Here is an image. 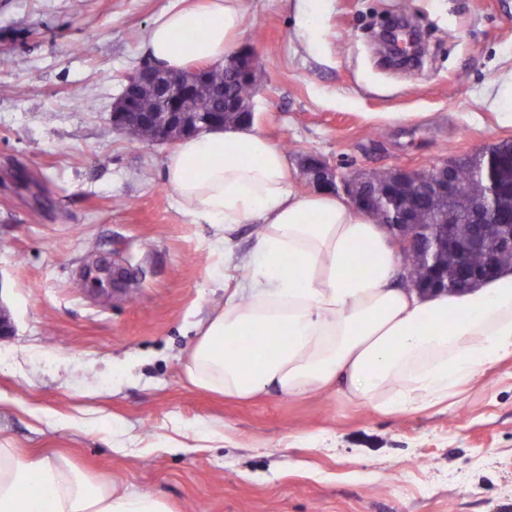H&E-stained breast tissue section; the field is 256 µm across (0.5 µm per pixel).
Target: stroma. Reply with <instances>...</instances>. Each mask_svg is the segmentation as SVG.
I'll use <instances>...</instances> for the list:
<instances>
[{
  "label": "stroma",
  "mask_w": 512,
  "mask_h": 512,
  "mask_svg": "<svg viewBox=\"0 0 512 512\" xmlns=\"http://www.w3.org/2000/svg\"><path fill=\"white\" fill-rule=\"evenodd\" d=\"M169 0H0V440L70 454L175 512H512V358L459 397L382 415L329 391L236 403L180 372L224 303L213 231L164 183L169 144L129 141L112 109ZM260 61L254 123L299 193L314 155L340 173L427 169L512 142L480 104L512 69V0H247ZM405 17L423 65H386L374 34ZM38 223H31V214ZM120 250L139 277L98 294L82 270ZM228 431L167 448L174 429Z\"/></svg>",
  "instance_id": "1"
}]
</instances>
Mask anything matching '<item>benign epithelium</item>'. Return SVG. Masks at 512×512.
<instances>
[{
  "label": "benign epithelium",
  "instance_id": "benign-epithelium-1",
  "mask_svg": "<svg viewBox=\"0 0 512 512\" xmlns=\"http://www.w3.org/2000/svg\"><path fill=\"white\" fill-rule=\"evenodd\" d=\"M376 42L381 44L385 53L382 54L385 62L390 66L404 65L415 51L420 40L419 32L407 21H390L383 26L375 36ZM234 77L251 88L252 93L258 92L257 73L259 62L250 46L240 48L236 55L227 62ZM151 81L158 88L161 95L163 111L152 119L155 131L154 142H173L187 132L198 133L224 126L222 115L207 112L192 114L188 106L194 93V85L190 82L182 83L173 73L154 69L148 65L143 66L139 72L129 80L123 96L117 102L112 113V125L123 129L130 121L145 119V114L137 110V91L139 83ZM223 112H239L246 123L253 121L254 113L251 107V98L237 99L231 95H224ZM468 165L467 159H451L439 166L427 170H413L399 168L392 172L393 179L390 186L378 188L375 186V177L372 175H339L335 169L329 167L324 161L310 157L305 164L309 182L318 188L342 192L354 206L364 210L377 209L381 206L395 207L396 199L393 189L405 183H413L420 187L421 192L431 191L439 194L444 202L445 219L448 224L455 223L457 216L456 189L453 173L460 167ZM499 186L494 185L488 195L469 210L470 222L473 224H500L498 237L490 242L478 234L466 246V249H481L486 252V262L480 269L460 280L456 288L465 289L470 280L476 278H490L498 270L497 258L503 253H512V222L499 220L496 208V197ZM393 240L403 255L409 253L426 254L435 244L428 232L415 224L412 215L407 213L400 216V220L390 225ZM128 275L125 267L114 262L100 261L87 267L83 278L87 286L98 292L116 289Z\"/></svg>",
  "mask_w": 512,
  "mask_h": 512
}]
</instances>
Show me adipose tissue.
<instances>
[{
	"label": "adipose tissue",
	"mask_w": 512,
	"mask_h": 512,
	"mask_svg": "<svg viewBox=\"0 0 512 512\" xmlns=\"http://www.w3.org/2000/svg\"><path fill=\"white\" fill-rule=\"evenodd\" d=\"M245 0H172L143 41L153 64L228 60ZM164 178L224 257V305L201 327L181 374L194 388L244 402L336 391L382 415L447 403L512 357V269L459 291L400 285L383 225L328 192L299 193L288 159L253 125L182 138ZM256 225L233 257L232 234ZM365 270L351 271L355 261ZM0 512H173L167 498L96 479L64 452L0 444Z\"/></svg>",
	"instance_id": "obj_1"
}]
</instances>
